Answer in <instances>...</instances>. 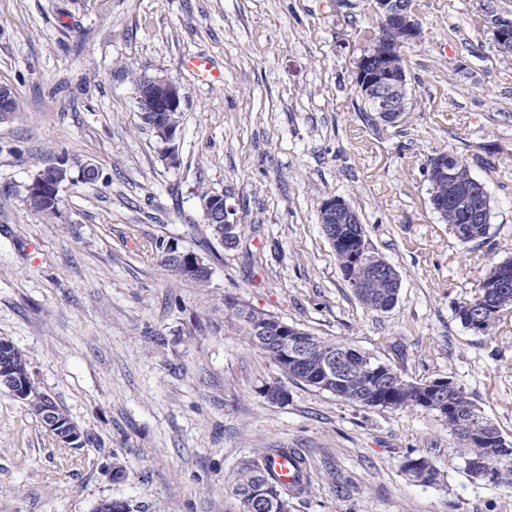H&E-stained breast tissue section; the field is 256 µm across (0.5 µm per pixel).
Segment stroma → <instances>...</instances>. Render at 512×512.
<instances>
[{
  "mask_svg": "<svg viewBox=\"0 0 512 512\" xmlns=\"http://www.w3.org/2000/svg\"><path fill=\"white\" fill-rule=\"evenodd\" d=\"M420 0L402 49L409 97L396 126H370L355 84L371 0H0V337L82 430L60 447L0 392V512H240L246 460L271 446L306 456L308 493L289 512H512V486L469 475L444 421L421 408L362 407L288 383L224 307L232 297L404 379L447 378L512 441V312L487 337L456 314L512 258V59L487 5ZM208 58L205 82L184 62ZM166 74L184 97L173 154L143 124L135 78ZM460 158L490 196L489 233L464 244L429 202L427 164ZM96 164L67 182L44 222L26 187L59 157ZM219 194L237 247L210 234ZM344 199L369 247L398 272L395 306L366 307L320 224ZM201 257L206 286L165 275L157 242ZM437 480L404 468L409 451ZM126 476L113 480L115 465ZM203 211L208 229L216 237L215 228L218 240L224 248L233 249L236 247L241 234V227L239 229V225L233 219L234 209L227 203L226 197L215 195L208 198L204 201Z\"/></svg>",
  "mask_w": 512,
  "mask_h": 512,
  "instance_id": "obj_1",
  "label": "stroma"
}]
</instances>
